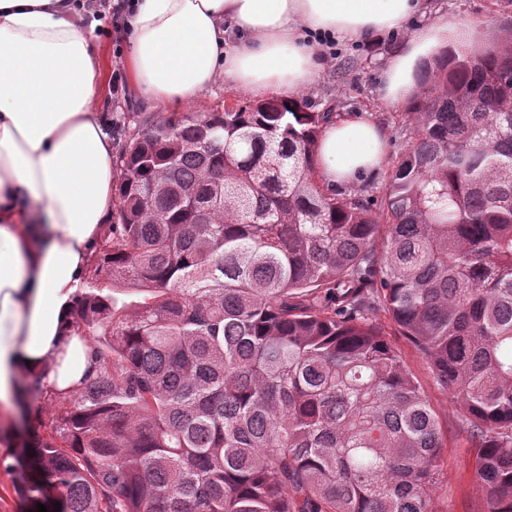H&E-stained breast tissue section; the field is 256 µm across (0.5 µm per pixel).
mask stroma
<instances>
[{"instance_id":"stroma-1","label":"stroma","mask_w":512,"mask_h":512,"mask_svg":"<svg viewBox=\"0 0 512 512\" xmlns=\"http://www.w3.org/2000/svg\"><path fill=\"white\" fill-rule=\"evenodd\" d=\"M434 11L450 12L473 23L474 53L488 50L507 24H512V0H430ZM103 61L106 80L96 98V107L112 127L115 145H122L126 134L141 121L162 112L163 107L130 86L114 91L115 76H126V43L110 20H103L93 42ZM387 40L378 45H338L335 55L326 59L316 83L302 91L301 99L315 112L332 110L337 118L360 115L382 127L387 134L388 154L396 156L401 142L396 128L402 106L384 102L379 93L381 61L395 48ZM379 323L385 338L401 355L433 408L445 443L442 487L438 491L441 512H483L484 500L476 488L473 452L469 442L467 412L463 405L434 379L420 351L403 336L389 316ZM62 400L31 388L26 408H0V424L11 421L17 436L14 443L0 439V512H27L17 492L23 479L21 460L30 432L50 423L62 407Z\"/></svg>"}]
</instances>
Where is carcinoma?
Instances as JSON below:
<instances>
[{
  "label": "carcinoma",
  "mask_w": 512,
  "mask_h": 512,
  "mask_svg": "<svg viewBox=\"0 0 512 512\" xmlns=\"http://www.w3.org/2000/svg\"><path fill=\"white\" fill-rule=\"evenodd\" d=\"M330 116L274 98L131 135L74 306L95 371L34 432L31 512H441L438 424L382 313L512 512V27L424 67L378 199L325 187Z\"/></svg>",
  "instance_id": "cac0c4a2"
}]
</instances>
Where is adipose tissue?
Listing matches in <instances>:
<instances>
[{"mask_svg": "<svg viewBox=\"0 0 512 512\" xmlns=\"http://www.w3.org/2000/svg\"><path fill=\"white\" fill-rule=\"evenodd\" d=\"M421 17L384 59L380 93L399 105L422 63L472 45L471 22L429 14L428 0H134L127 72L165 103L197 98L216 81L261 98L294 96L320 75L312 35L377 44ZM97 22L75 0H0V403L24 398L27 378L56 397L94 371L72 307L112 218V132L93 101L104 82L92 51ZM333 185L374 176L383 131L365 118L327 126L316 144Z\"/></svg>", "mask_w": 512, "mask_h": 512, "instance_id": "obj_1", "label": "adipose tissue"}]
</instances>
